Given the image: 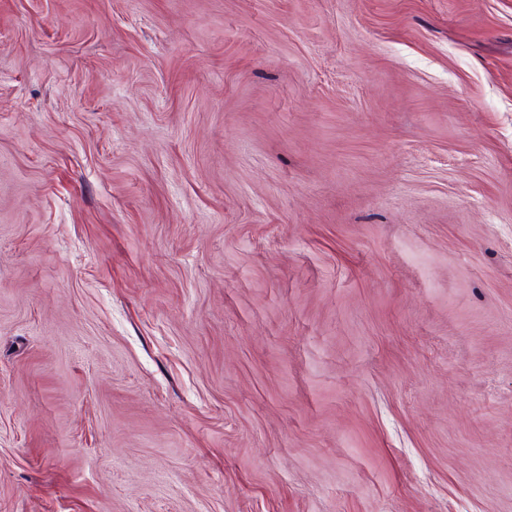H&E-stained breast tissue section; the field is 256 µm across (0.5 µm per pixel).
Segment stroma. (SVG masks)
Instances as JSON below:
<instances>
[{
	"mask_svg": "<svg viewBox=\"0 0 512 512\" xmlns=\"http://www.w3.org/2000/svg\"><path fill=\"white\" fill-rule=\"evenodd\" d=\"M0 512H512V0H0Z\"/></svg>",
	"mask_w": 512,
	"mask_h": 512,
	"instance_id": "stroma-1",
	"label": "stroma"
}]
</instances>
